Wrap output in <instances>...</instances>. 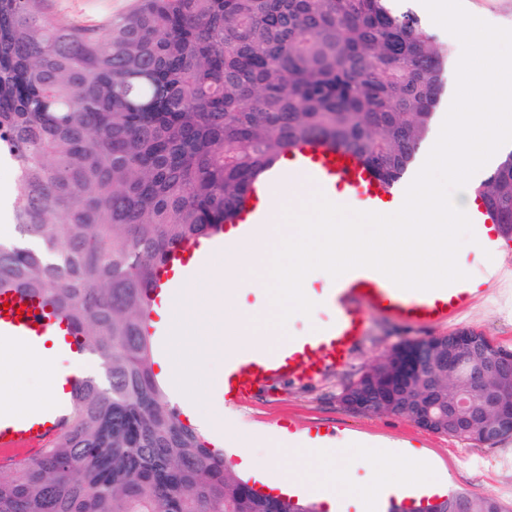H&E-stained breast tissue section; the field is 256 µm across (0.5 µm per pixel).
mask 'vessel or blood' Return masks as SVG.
Wrapping results in <instances>:
<instances>
[{
  "label": "vessel or blood",
  "instance_id": "vessel-or-blood-1",
  "mask_svg": "<svg viewBox=\"0 0 512 512\" xmlns=\"http://www.w3.org/2000/svg\"><path fill=\"white\" fill-rule=\"evenodd\" d=\"M291 168L305 169L315 189L326 198L344 193L346 199L363 200L368 208H376L387 191L350 154L325 145H307L286 155ZM282 170L273 171L268 179L254 184L247 202L236 219L242 236H249L253 225L267 221L271 214L269 188L282 179ZM207 245L189 241L175 249L159 268L157 290L152 300L171 287L175 268L186 266L189 259L201 255ZM485 290L475 279L468 278L429 291L404 290L378 270L359 267L335 279L325 290L322 302L332 311L331 319L300 331H288L283 343L269 351L259 352L258 362L248 364L233 374V382L224 392L225 402H241L255 389L275 379L280 373L318 374L326 367L341 368L354 348L366 337L368 313L382 314L411 325H434L463 313ZM11 304L8 314H0V336H9L33 347L47 338H56L71 354H78L76 338L65 318L53 314L41 298L6 290L0 291V305ZM67 403H60L40 416L0 419V464L17 462V449L36 454L47 449L65 429ZM288 445L292 448L338 447L363 448L367 440L348 429L312 426L300 431L288 429Z\"/></svg>",
  "mask_w": 512,
  "mask_h": 512
}]
</instances>
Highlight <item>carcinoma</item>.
Masks as SVG:
<instances>
[{"label":"carcinoma","mask_w":512,"mask_h":512,"mask_svg":"<svg viewBox=\"0 0 512 512\" xmlns=\"http://www.w3.org/2000/svg\"><path fill=\"white\" fill-rule=\"evenodd\" d=\"M447 54L392 0H138L96 26L51 0H0V156L20 198L0 289L44 299L97 364L73 391L70 428L0 473V512H317L235 478L182 421L153 370L146 291L174 247L233 223L294 147L336 146L397 184ZM475 193L512 235V152ZM421 346H393L343 403L373 397ZM433 349L458 352L451 333ZM409 388L445 405L466 391L446 368ZM431 429L478 440L446 421ZM455 497L467 512H505L493 497Z\"/></svg>","instance_id":"cac0c4a2"}]
</instances>
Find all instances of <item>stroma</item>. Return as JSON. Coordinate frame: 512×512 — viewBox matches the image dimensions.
<instances>
[{
	"mask_svg": "<svg viewBox=\"0 0 512 512\" xmlns=\"http://www.w3.org/2000/svg\"><path fill=\"white\" fill-rule=\"evenodd\" d=\"M134 4L135 0H54L53 8L74 21L96 25L109 16L122 17ZM460 329L482 333L512 349V283L491 289L487 297L474 300L459 317L432 327H414L368 314L366 338L346 367L313 378L302 374L283 377L261 386L247 401L234 405L228 427L233 430L254 424L269 434L289 421L301 430L314 424H340L388 441L420 440L424 443L420 456L428 465L429 475L447 476L457 490L494 497L506 512H512V436L492 445L457 441L424 430L401 415L353 412L341 401L344 387L396 343Z\"/></svg>",
	"mask_w": 512,
	"mask_h": 512,
	"instance_id": "1",
	"label": "stroma"
}]
</instances>
